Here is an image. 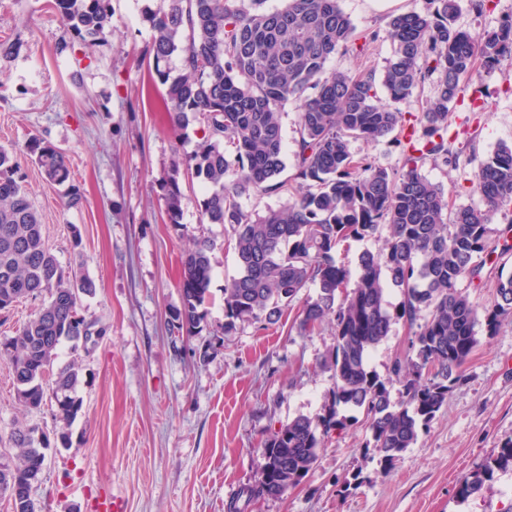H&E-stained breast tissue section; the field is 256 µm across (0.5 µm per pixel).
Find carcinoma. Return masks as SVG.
Masks as SVG:
<instances>
[{"label": "carcinoma", "mask_w": 512, "mask_h": 512, "mask_svg": "<svg viewBox=\"0 0 512 512\" xmlns=\"http://www.w3.org/2000/svg\"><path fill=\"white\" fill-rule=\"evenodd\" d=\"M168 0L149 17V54L167 85L171 119L178 128L200 125L201 141L174 161L161 183L165 214L182 227L181 179L201 180L200 223L221 224L230 235L236 274L224 284V335L245 322L275 323L282 310L310 287L299 326L312 332L327 323L336 342L325 359L334 386L321 412L299 416L263 441L259 493L281 497L313 471L325 439L363 415L383 472L430 429L448 393L465 381L464 366L479 344L476 326L489 335L512 323V276L499 282L491 305L478 313L469 293L482 256L496 252L492 237L512 231L491 227V214L512 203V143H500L469 178L485 208L454 207L443 188L428 180L419 163L430 157L448 164V112L465 99L473 73L512 60V14L480 40L455 25L460 0H429L423 12L392 18L396 44L381 78L375 73L326 71L328 60L375 31L356 32L339 0H287L266 10L265 0ZM52 8L89 46L104 42L110 0H52ZM181 55V74L171 80L161 64ZM434 79L435 92L413 113L416 91ZM390 103H381L377 87ZM299 104L292 177L287 168L279 115ZM387 139L401 157L398 169L354 153L353 143ZM27 154L50 183L65 187L68 205L80 203L63 153L40 139ZM20 163L0 148V310L24 298H43L36 315L14 336L0 339V360L13 375L18 401L28 410L51 407L60 422L54 438L37 442L34 425L19 423L9 437L12 452L0 453V495L12 512H39L21 488L35 485L51 443L71 444L70 427L82 410L80 369L72 361L54 368L64 342L78 349L82 336L78 301L95 284L65 269L45 240L42 217L22 184ZM284 198L277 208L253 215L240 198L250 192ZM387 229L383 249L362 251L356 274L338 263V246ZM216 243L194 240L182 262V309L174 329L200 335L212 279ZM399 289L395 307L387 287ZM401 323L412 333L408 349L384 379L369 367L371 352ZM401 384L398 401L388 384ZM512 469V439L498 455L465 476V500L496 470Z\"/></svg>", "instance_id": "cac0c4a2"}]
</instances>
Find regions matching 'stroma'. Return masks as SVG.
Segmentation results:
<instances>
[{
  "label": "stroma",
  "mask_w": 512,
  "mask_h": 512,
  "mask_svg": "<svg viewBox=\"0 0 512 512\" xmlns=\"http://www.w3.org/2000/svg\"><path fill=\"white\" fill-rule=\"evenodd\" d=\"M107 45L76 41L49 0H0V41L19 43L0 57V146L20 154L28 197L42 216L47 244L60 264L91 278L94 295L78 311L97 334L78 350L62 344L58 364L78 360L83 410L72 444L51 448L35 498L41 512H91L98 500L122 498L127 512H512V470H499L467 501L458 480L496 457L512 438V325L480 344L464 367L465 383L448 394L427 432L390 471L365 452L366 430L333 434L315 469L279 498L260 495V448L271 429L315 416L333 386L324 359L335 343L330 325L298 327L290 309L277 324L243 323L224 333V281L236 272L224 228L199 221V183H184L182 230L168 224L160 188L176 153L191 151L199 125L171 126L166 87L149 55V13L165 0H110ZM358 30L378 32L365 48L333 56L328 70L383 73L395 45L392 17L420 12L426 0H341ZM512 0H489L483 13L462 5L457 26L480 37L495 29ZM72 50L58 52L61 42ZM512 62L478 70L474 86L486 108L453 106L448 148L458 166L433 159L423 176L454 204L480 205L471 170L499 142L512 141ZM66 156L83 199L69 206L62 187L25 158L32 138ZM80 229L81 246L73 244ZM214 238L208 312L201 335L171 329L181 309L182 261L194 238ZM54 431L50 408L26 411L12 373L0 362V437L15 422ZM359 474L339 495L337 476Z\"/></svg>",
  "instance_id": "1"
}]
</instances>
